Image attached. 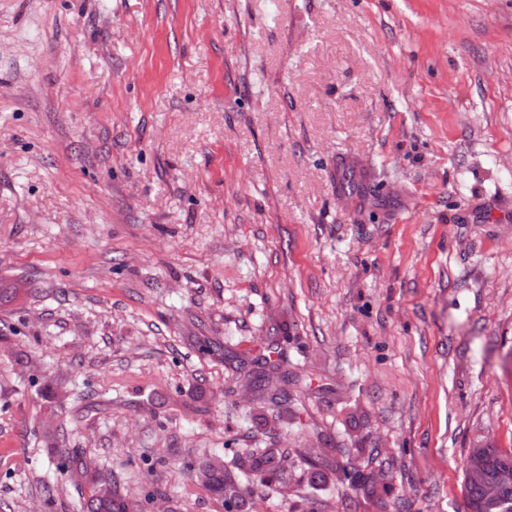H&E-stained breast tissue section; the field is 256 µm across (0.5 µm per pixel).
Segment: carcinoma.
Segmentation results:
<instances>
[{
	"label": "carcinoma",
	"instance_id": "obj_1",
	"mask_svg": "<svg viewBox=\"0 0 512 512\" xmlns=\"http://www.w3.org/2000/svg\"><path fill=\"white\" fill-rule=\"evenodd\" d=\"M246 381L251 387L253 401L271 410V416L278 424H288V411L293 403L290 386L295 384V381L289 379L288 370L280 364L265 360L247 375ZM482 448L486 479L474 481L464 478L467 512H512V481L496 482L499 471L512 470V448L504 450L488 442L483 443ZM56 452L57 468L69 474L76 485L90 487V494L79 499L75 512H143V506L130 502L120 493L112 477H106L91 468L83 452L62 448L56 449ZM287 457L288 449L279 448L272 442L264 448L255 449L243 461L242 467L261 482H275L286 487L288 471L284 468V461ZM190 469L195 473H204L206 487L222 500L224 512H251L253 488L241 479L238 469L226 468L221 463L213 466L208 457L191 462ZM338 472L342 473L343 481L348 484L362 486L379 508H388L385 496L392 483V475L387 470L365 474L349 464L326 458L308 471L307 484L325 482L330 475ZM492 482L496 483V487L490 492L486 484ZM104 484L111 486V494L108 496L99 495L98 488Z\"/></svg>",
	"mask_w": 512,
	"mask_h": 512
}]
</instances>
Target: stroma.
<instances>
[{"instance_id":"1","label":"stroma","mask_w":512,"mask_h":512,"mask_svg":"<svg viewBox=\"0 0 512 512\" xmlns=\"http://www.w3.org/2000/svg\"><path fill=\"white\" fill-rule=\"evenodd\" d=\"M0 279V512H74L54 446L224 512L184 461L272 441L299 488L257 512H378L322 453L465 512L512 448V0H0ZM280 364L271 363L263 359L257 368L247 375L246 381L251 387L253 401L271 410V416L279 425H288V411L293 403L291 391L288 387L295 385V381L288 377V370ZM269 372H279V383L270 384L266 375ZM250 392L249 386L245 385Z\"/></svg>"}]
</instances>
